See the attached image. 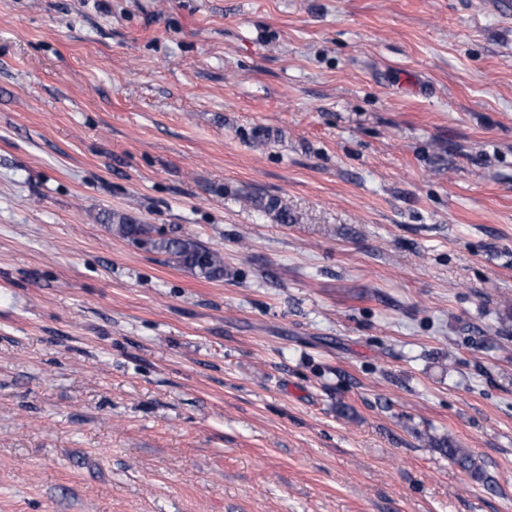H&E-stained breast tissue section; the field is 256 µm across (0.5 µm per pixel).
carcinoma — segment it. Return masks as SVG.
Instances as JSON below:
<instances>
[{
  "instance_id": "obj_1",
  "label": "carcinoma",
  "mask_w": 512,
  "mask_h": 512,
  "mask_svg": "<svg viewBox=\"0 0 512 512\" xmlns=\"http://www.w3.org/2000/svg\"><path fill=\"white\" fill-rule=\"evenodd\" d=\"M106 224L109 229L115 230L136 245L167 255L171 262L187 269L199 279L219 281L224 278L223 254L201 245L190 237L164 234L155 237L152 235L150 225L134 224L127 217L119 214H108ZM443 452L466 470L474 480L488 482L483 467L469 450L456 448L450 444L443 449Z\"/></svg>"
}]
</instances>
